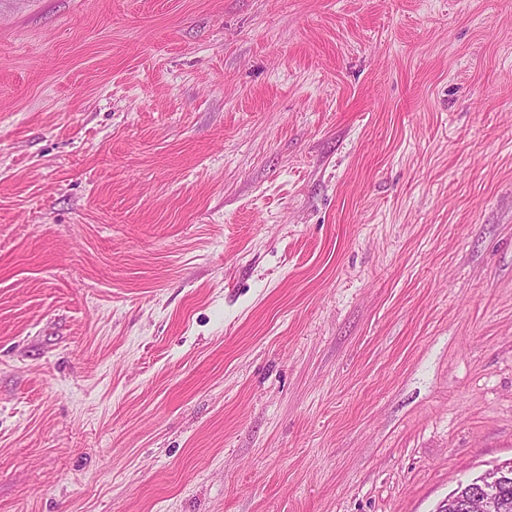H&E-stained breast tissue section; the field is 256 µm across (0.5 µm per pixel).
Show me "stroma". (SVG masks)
<instances>
[{
    "label": "stroma",
    "instance_id": "35a3bbf8",
    "mask_svg": "<svg viewBox=\"0 0 512 512\" xmlns=\"http://www.w3.org/2000/svg\"><path fill=\"white\" fill-rule=\"evenodd\" d=\"M510 460L512 0H0V512Z\"/></svg>",
    "mask_w": 512,
    "mask_h": 512
}]
</instances>
